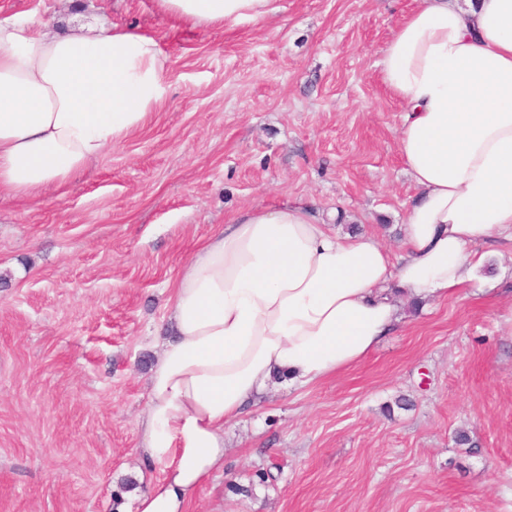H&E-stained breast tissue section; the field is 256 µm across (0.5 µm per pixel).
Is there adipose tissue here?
I'll use <instances>...</instances> for the list:
<instances>
[{
  "label": "adipose tissue",
  "instance_id": "ef3b65f1",
  "mask_svg": "<svg viewBox=\"0 0 512 512\" xmlns=\"http://www.w3.org/2000/svg\"><path fill=\"white\" fill-rule=\"evenodd\" d=\"M190 26L266 19L276 0H158ZM404 106L399 150L419 194L401 254L343 234L310 207L239 211L180 266L170 334L149 369L140 452L160 479L135 512H186L224 470V427L274 377L299 388L362 361L400 304L458 292L484 249L512 243V0H418L381 51ZM165 58L149 35L104 24L0 21V192L62 188L142 129Z\"/></svg>",
  "mask_w": 512,
  "mask_h": 512
}]
</instances>
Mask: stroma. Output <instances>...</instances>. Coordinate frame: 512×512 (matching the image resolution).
<instances>
[{"label":"stroma","instance_id":"35a3bbf8","mask_svg":"<svg viewBox=\"0 0 512 512\" xmlns=\"http://www.w3.org/2000/svg\"><path fill=\"white\" fill-rule=\"evenodd\" d=\"M280 5L195 29L158 0H0V19L97 18L167 59L140 131L65 188L0 195V512H132L121 480L161 478L138 453L144 359L179 265L239 210L311 201L398 251L417 190L379 61L416 0ZM402 312L357 365L259 396L189 512H512V244Z\"/></svg>","mask_w":512,"mask_h":512}]
</instances>
